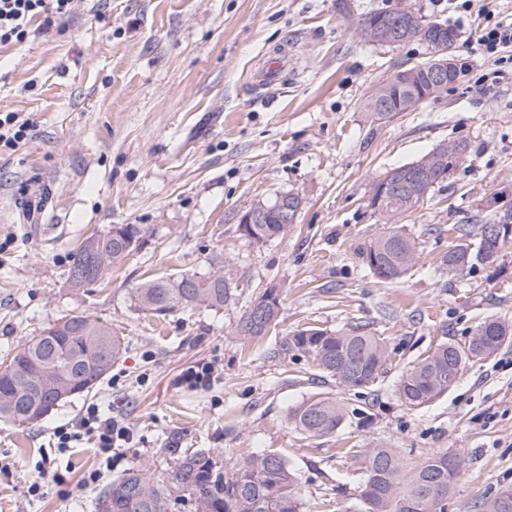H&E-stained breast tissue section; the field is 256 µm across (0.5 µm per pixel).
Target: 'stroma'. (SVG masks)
Listing matches in <instances>:
<instances>
[{
	"label": "stroma",
	"instance_id": "obj_1",
	"mask_svg": "<svg viewBox=\"0 0 512 512\" xmlns=\"http://www.w3.org/2000/svg\"><path fill=\"white\" fill-rule=\"evenodd\" d=\"M396 0H75L72 15L27 42L0 48V111L33 122L29 140L0 150V361L26 337L71 315H89L126 348L92 393L55 407L38 423L0 422V512H93L100 484L137 466L170 479L186 453L209 450L222 470L278 450L299 478L302 512H362L364 449H398L405 472L433 453L461 457L448 512L512 487V343L466 361L456 383L426 405L400 400L403 372L441 342L467 346L486 317L512 322V243L490 266L450 271L441 258L460 230L490 221L492 197L512 204V67L473 50L478 13L459 18L450 0H411L428 20L458 34L471 75L389 122L364 102L374 84L431 49L360 38L362 14ZM287 52L274 86L254 78ZM467 143L463 163L402 221L414 241L412 269L379 280L359 255L384 231L367 205L387 170L436 145ZM44 181L40 213L18 201ZM303 198L284 237L250 244L241 215L279 191ZM115 224H138L144 247L103 280L66 282L74 248ZM223 264L233 279L221 310L179 309L158 319L135 306L146 279L204 275ZM279 294V324L244 342L237 325L265 289ZM361 327L390 355L376 384H336L304 355L282 353L295 331ZM215 367L192 388L184 370ZM317 397L348 415L333 434L295 430L289 413ZM126 426L130 442L105 460L93 443L65 453L54 432L79 424L89 406ZM366 407L369 418L355 410ZM66 471L44 482L40 464ZM99 483L82 485L93 470ZM40 495H29L32 483Z\"/></svg>",
	"mask_w": 512,
	"mask_h": 512
}]
</instances>
